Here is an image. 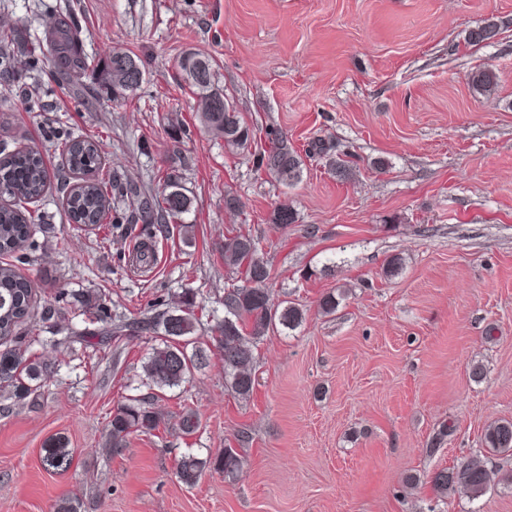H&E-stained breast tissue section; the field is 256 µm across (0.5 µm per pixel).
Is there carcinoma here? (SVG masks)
<instances>
[{"mask_svg": "<svg viewBox=\"0 0 512 512\" xmlns=\"http://www.w3.org/2000/svg\"><path fill=\"white\" fill-rule=\"evenodd\" d=\"M48 46L56 76L67 83L81 79L88 71L95 72L112 95L121 97L138 86L132 71H140L136 61L116 51L104 63H93L85 51L81 30L75 17L68 14L55 19L48 29ZM499 35L497 23L486 19L468 32V43L479 46ZM0 97L29 96L27 85L14 80L10 56L0 51ZM186 81L194 89L200 118L208 131L224 141L231 150H245L251 145L250 127L241 118L224 90L215 86L212 62L199 54H188L179 61ZM474 89L491 93L497 86V75L490 66L478 68L470 74ZM269 148L256 157L258 169L274 176L288 186L300 181L305 160L288 146V139L280 131L268 134ZM62 150L65 163L74 172L86 175L78 188L66 193V207L75 224L97 226L102 215L109 211V199L132 197L131 210L112 216V223L126 225V233L135 226L155 224L164 235L170 234V225L190 207V199L178 185V177L167 175L160 187L142 192L131 185L121 170L104 168L100 143L66 138L56 144ZM49 174L41 154L33 149L18 150L0 155V192L17 202V206L0 205V256L10 257L25 247L47 225L20 207L44 197ZM273 222L284 227L296 222L295 212L286 203L273 211ZM260 242L249 234L239 233L224 237V266L244 275V284L224 289V319L212 328V344L224 360V384L229 392L241 400L253 393L255 375L254 353L257 343L266 333L281 326L295 329L302 322L301 310L292 305L273 304L266 288L270 277L267 262L260 256ZM35 295L34 283L20 269L9 262L0 264V394L15 404L22 403L38 392L41 384L50 378L54 366L43 356L31 350L36 342V324L30 320ZM71 304L79 308V322L66 321L68 307L49 303L41 308L38 322L53 331L50 343L69 347L75 343L99 345L111 337L151 336L158 344L143 363L145 385L161 392L188 382L193 371L208 360L207 351L199 345L197 336L202 320L196 312V295L185 290L178 302L169 304L158 297L141 315L133 318L125 314H111L102 294L81 290L71 294ZM201 424L199 414L191 409L182 411L179 429L190 436ZM162 419L144 399L137 396L118 405L110 420L106 436L107 454L115 456L126 448L129 437L135 433L150 434L159 429ZM483 443L492 455L512 454V420L502 419L490 424L484 432ZM70 452L66 442L53 441L45 455L52 468L62 466ZM242 459L232 448L202 457L188 452L180 457L176 477L187 487L195 486L208 469L224 472L233 479L241 469ZM430 483L442 496L459 489L476 499L490 488L489 471L484 460L471 457L452 467L438 469L430 476Z\"/></svg>", "mask_w": 512, "mask_h": 512, "instance_id": "1", "label": "carcinoma"}]
</instances>
